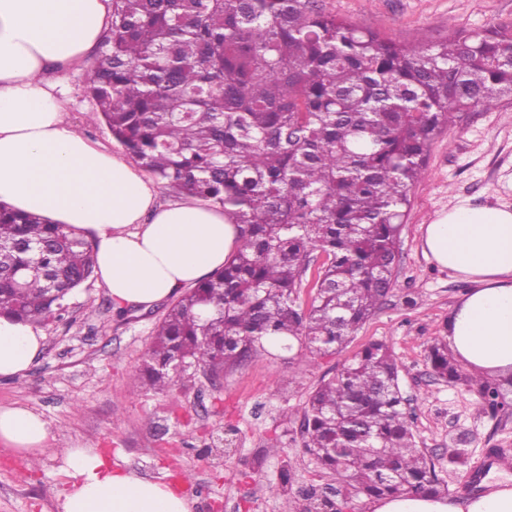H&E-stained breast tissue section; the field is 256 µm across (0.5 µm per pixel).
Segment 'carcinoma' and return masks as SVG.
<instances>
[{
	"label": "carcinoma",
	"instance_id": "cac0c4a2",
	"mask_svg": "<svg viewBox=\"0 0 512 512\" xmlns=\"http://www.w3.org/2000/svg\"><path fill=\"white\" fill-rule=\"evenodd\" d=\"M320 2L113 0L86 85L92 118L172 192L222 205L240 234L224 268L166 310L135 374L145 386L170 388L182 364L218 377L270 348L345 350L393 285L409 191L435 135L458 112L512 100V29L401 44ZM93 273L83 234L0 205V315L60 322ZM427 363L504 404L499 384L459 370L447 338ZM300 434L345 498L448 492L417 447L383 342L311 392Z\"/></svg>",
	"mask_w": 512,
	"mask_h": 512
}]
</instances>
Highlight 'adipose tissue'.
I'll return each instance as SVG.
<instances>
[{"label":"adipose tissue","instance_id":"adipose-tissue-1","mask_svg":"<svg viewBox=\"0 0 512 512\" xmlns=\"http://www.w3.org/2000/svg\"><path fill=\"white\" fill-rule=\"evenodd\" d=\"M112 0H0V203L90 237L96 273L120 307L147 309L213 272L237 250L221 206L160 201L134 162L91 141L71 104L110 27ZM425 254L470 287L448 318L453 355L484 377L512 373V207L459 201L426 224ZM37 325L0 316V377L25 374L44 348ZM53 441L33 409L0 407V444L34 461ZM70 482L62 512H192L166 483L59 451ZM368 512H512V489L453 503L397 494Z\"/></svg>","mask_w":512,"mask_h":512}]
</instances>
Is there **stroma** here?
I'll return each instance as SVG.
<instances>
[{
	"label": "stroma",
	"mask_w": 512,
	"mask_h": 512,
	"mask_svg": "<svg viewBox=\"0 0 512 512\" xmlns=\"http://www.w3.org/2000/svg\"><path fill=\"white\" fill-rule=\"evenodd\" d=\"M338 17L406 44L431 46L461 30L512 26V0H326ZM398 242L394 283L344 350L315 359L258 355L213 378L196 372L170 389L140 384L135 372L166 310L116 307L89 279L70 299L69 319L43 325L45 346L25 376L0 378V406L23 405L51 426L58 448H93L109 461L169 483L193 512H303L299 489L326 491L335 475L301 452L305 402L345 358L373 341L392 346L400 387L419 447L433 459L467 449L470 469L440 470L448 497L472 496L471 470L494 487L498 467L487 451L512 455V403L494 409L476 388L433 376L426 354L466 293L467 281L440 269L423 251L422 227L458 201L512 202V101L492 111L457 113L432 141L422 179ZM288 470L294 498L279 491ZM69 483L61 457L30 468L0 445V512H61Z\"/></svg>",
	"instance_id": "stroma-1"
}]
</instances>
